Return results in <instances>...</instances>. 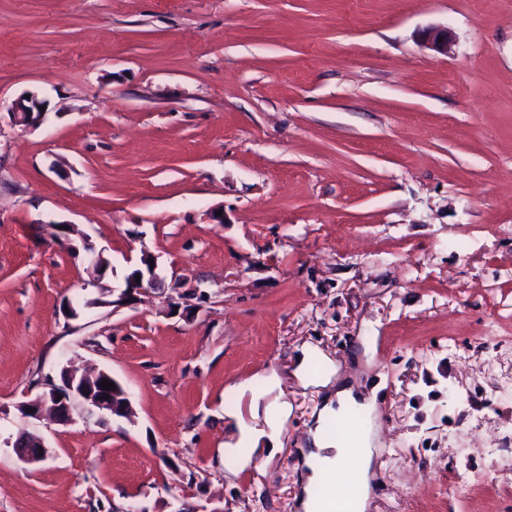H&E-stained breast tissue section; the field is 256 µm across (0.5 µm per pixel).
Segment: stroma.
<instances>
[{"mask_svg": "<svg viewBox=\"0 0 512 512\" xmlns=\"http://www.w3.org/2000/svg\"><path fill=\"white\" fill-rule=\"evenodd\" d=\"M26 94L40 126L0 115V438L50 453L0 447V512H301L344 387L378 411L366 512H512V0H0V101ZM61 223L113 288L147 253L164 289L85 307ZM69 361L134 419L23 417ZM439 38H442V42H439ZM426 47L441 55H448L452 45H454L455 39L448 27H433L425 33ZM58 228L61 232L59 235L58 242L67 249H74L79 254V248L74 245V239L72 236H77L81 242V246H91L92 250L85 253L87 262V272L89 274V283L92 286L97 287L100 297L96 300H92L89 304L93 305H110L109 302L104 300L105 297L109 296L110 293L114 294V288H105L102 286V280L104 279L107 271L112 269L110 260L104 255V249H96V246L89 240L85 235L81 234L79 230L73 224H59ZM61 228L65 229L62 232ZM63 233L65 236H63ZM279 417L268 423L269 431H258L253 428L243 427L240 429V436L236 448H240L246 454L243 462L248 463L251 456L258 450V446L263 442L265 448L268 449V455H273L276 448H279V435L281 432V424L288 417V405L283 404L279 408ZM12 448L18 459L25 464L34 465L42 462L47 457V447L42 440H36L30 437L18 438Z\"/></svg>", "mask_w": 512, "mask_h": 512, "instance_id": "1", "label": "stroma"}]
</instances>
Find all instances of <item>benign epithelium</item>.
<instances>
[{
  "instance_id": "7a95c632",
  "label": "benign epithelium",
  "mask_w": 512,
  "mask_h": 512,
  "mask_svg": "<svg viewBox=\"0 0 512 512\" xmlns=\"http://www.w3.org/2000/svg\"><path fill=\"white\" fill-rule=\"evenodd\" d=\"M426 47L441 55L450 52L455 39L451 31L446 27H433L425 33ZM10 116L15 123L25 126H36L41 124L44 112L40 111V103L33 99L20 97L12 101L8 107ZM58 228L65 229V234L59 236L58 242L67 249H77L74 245V238H79L81 245H92L85 235L81 234L73 224L58 225ZM89 283L97 287L99 298L91 301L93 305L114 306L131 305L137 301L140 292L147 289L157 288L161 281L157 273V264L149 263L151 256L144 253L140 257V265L134 268L135 274L125 279V288L119 297L108 302L105 297L114 293V289L102 286L107 271L112 268L110 260L104 255L102 249H92L85 253ZM140 279H135V276ZM107 379L114 383V388L106 391L100 386V381ZM80 402L86 408L88 415L95 413H110L117 417L130 419L134 416L129 394L117 379L105 370L92 371L81 376L67 366L61 367L60 383L53 384L49 390L44 391L34 398L23 401L18 405V410L29 419L38 420L44 411H49L53 418L60 423H67L72 419V406L74 402ZM12 448L18 459L28 465L42 462L47 457V447L43 441L25 437L17 439Z\"/></svg>"
}]
</instances>
